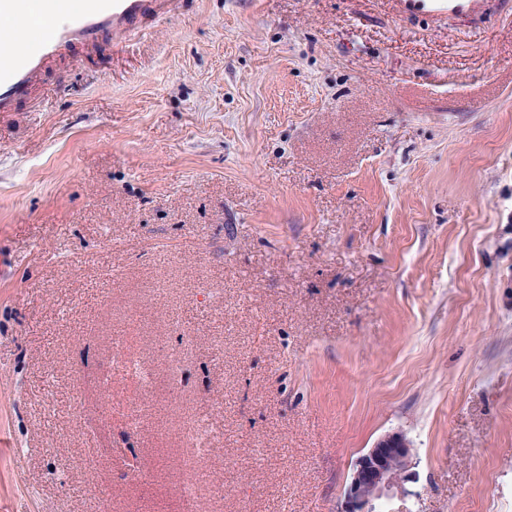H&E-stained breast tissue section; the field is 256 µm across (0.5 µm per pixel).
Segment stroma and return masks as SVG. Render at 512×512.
<instances>
[{
	"label": "stroma",
	"mask_w": 512,
	"mask_h": 512,
	"mask_svg": "<svg viewBox=\"0 0 512 512\" xmlns=\"http://www.w3.org/2000/svg\"><path fill=\"white\" fill-rule=\"evenodd\" d=\"M0 512H512V15L185 0L0 114ZM152 369L150 420L114 334ZM209 420L216 455L187 434ZM414 465L404 435H384L356 461L340 512H375L380 501L407 493Z\"/></svg>",
	"instance_id": "obj_1"
}]
</instances>
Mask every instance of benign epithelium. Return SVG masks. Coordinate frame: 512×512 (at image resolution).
Segmentation results:
<instances>
[{
  "label": "benign epithelium",
  "mask_w": 512,
  "mask_h": 512,
  "mask_svg": "<svg viewBox=\"0 0 512 512\" xmlns=\"http://www.w3.org/2000/svg\"><path fill=\"white\" fill-rule=\"evenodd\" d=\"M414 480L409 442L398 432L386 434L356 461L340 512H376L380 501L407 493Z\"/></svg>",
  "instance_id": "benign-epithelium-1"
}]
</instances>
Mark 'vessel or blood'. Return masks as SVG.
I'll return each instance as SVG.
<instances>
[{
  "mask_svg": "<svg viewBox=\"0 0 512 512\" xmlns=\"http://www.w3.org/2000/svg\"><path fill=\"white\" fill-rule=\"evenodd\" d=\"M182 0H44L48 25L32 30L19 0H0V26L23 33L22 48L0 51V113L17 111L46 63L75 46L96 47L108 36L130 35L175 13ZM486 0H394L403 22L420 17L481 21Z\"/></svg>",
  "mask_w": 512,
  "mask_h": 512,
  "instance_id": "obj_1",
  "label": "vessel or blood"
}]
</instances>
